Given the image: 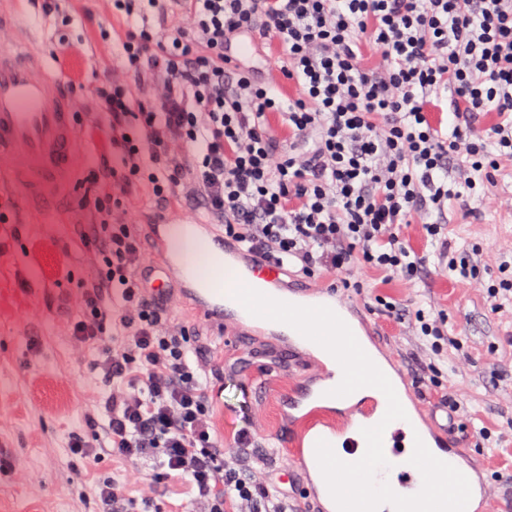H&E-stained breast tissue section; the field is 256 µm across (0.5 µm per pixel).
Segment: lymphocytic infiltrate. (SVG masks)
<instances>
[{
  "label": "lymphocytic infiltrate",
  "mask_w": 512,
  "mask_h": 512,
  "mask_svg": "<svg viewBox=\"0 0 512 512\" xmlns=\"http://www.w3.org/2000/svg\"><path fill=\"white\" fill-rule=\"evenodd\" d=\"M112 15L130 27L112 45L115 68L92 81L70 74L63 41L52 45L72 93L95 107L78 200L90 220L73 230L92 273L76 281L59 263L47 276L75 284L65 333L101 388L99 431L71 433L70 456L151 467L141 497L100 481L101 512H150L177 482L200 512H297L256 470L269 450L250 424L233 448L216 438L210 375L237 371L221 369L139 277V204L202 214L264 262L358 289V265L424 276L401 231L427 214L442 268L478 278L449 255L446 217L512 158V0H112ZM243 36L277 44L279 65L263 76L244 66L232 51ZM284 83L295 89L286 100ZM442 94L446 134L428 115ZM273 112L287 141L269 127ZM482 112L495 123L479 125ZM374 309L411 321L425 346L411 367L436 372L447 317L379 296Z\"/></svg>",
  "instance_id": "lymphocytic-infiltrate-1"
}]
</instances>
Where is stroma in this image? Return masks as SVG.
Listing matches in <instances>:
<instances>
[{
    "mask_svg": "<svg viewBox=\"0 0 512 512\" xmlns=\"http://www.w3.org/2000/svg\"><path fill=\"white\" fill-rule=\"evenodd\" d=\"M67 8L77 23L63 33L85 75L109 69L111 45L87 33L79 20L89 14L123 33L110 0H68ZM83 219L73 197L34 221L14 206L10 223L0 224V512H95L96 482L130 475L108 456L89 470L75 467L70 458L69 434L95 432L100 387L62 334L74 311L68 285L47 284L43 266L29 256L37 243L49 242L74 279L87 277L85 256L69 234L70 225ZM431 221L419 214L403 229L407 246L427 260L421 281L408 284L368 268L358 274L366 279L369 295L404 305L417 302L447 316V355L438 362V388L414 373L408 379L424 412L444 395L455 404L459 452L482 471L488 512H512V302L489 292L500 266L512 265V158L502 161L486 189L448 207L452 249L471 252L480 278L439 269L437 248L423 230ZM169 312L194 327L225 363L240 367L234 380L217 381L214 388V426L224 447H232L246 421L263 443L294 442L297 433L281 417L280 402L311 374L310 362L177 305ZM368 319L398 366L422 356L411 324L373 313ZM482 429L490 441L480 439Z\"/></svg>",
    "mask_w": 512,
    "mask_h": 512,
    "instance_id": "1",
    "label": "stroma"
}]
</instances>
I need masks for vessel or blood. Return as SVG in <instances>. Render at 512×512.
<instances>
[{
	"mask_svg": "<svg viewBox=\"0 0 512 512\" xmlns=\"http://www.w3.org/2000/svg\"><path fill=\"white\" fill-rule=\"evenodd\" d=\"M77 127V104L65 93L47 49L22 36L14 22L0 16V180H8L27 208L43 210L68 198L80 172ZM177 224L208 240L211 250L184 257L173 254L170 230ZM143 230L154 252L139 274L162 287L164 301L188 305L203 319L228 321L247 334H266L286 350L314 359L313 376L284 398L283 407L288 424L302 427L292 455L309 482L318 512H338L317 462L316 444L323 440L346 454H358L365 444L361 430L382 415L385 399L380 395L345 399L339 409L340 421L321 419L317 397L328 389L334 373L317 360V343L233 305L232 293L224 289V275L234 273L241 284L284 302L330 307L349 325L362 323L359 305L330 286L284 285L282 269L259 266L235 241L215 234L213 226L200 218L171 210ZM466 477L471 486L467 512H487V486L477 469L467 471Z\"/></svg>",
	"mask_w": 512,
	"mask_h": 512,
	"instance_id": "b4317fda",
	"label": "vessel or blood"
}]
</instances>
